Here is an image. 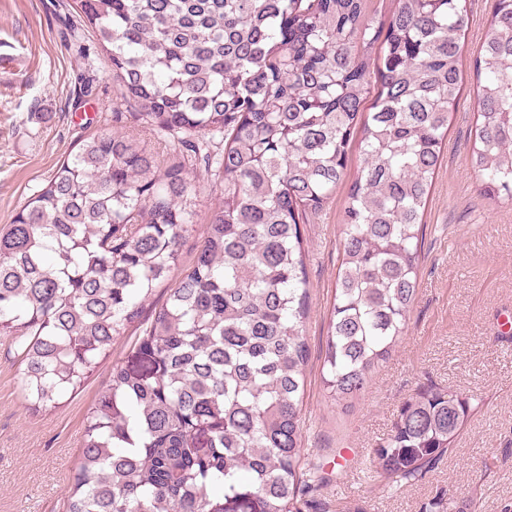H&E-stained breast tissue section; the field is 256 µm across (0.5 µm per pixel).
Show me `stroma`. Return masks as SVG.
Wrapping results in <instances>:
<instances>
[{
    "label": "stroma",
    "mask_w": 512,
    "mask_h": 512,
    "mask_svg": "<svg viewBox=\"0 0 512 512\" xmlns=\"http://www.w3.org/2000/svg\"><path fill=\"white\" fill-rule=\"evenodd\" d=\"M61 2L0 0V53L25 67L18 76L0 74V230L84 138L112 129L118 94L112 67L95 56L93 94L82 97L84 67L61 24L67 13ZM494 4L467 2L464 84L423 216L427 230L408 332L348 409L330 401L321 382L347 185H339L301 226L311 293L302 448L330 479L310 493L312 512H423L439 491L450 512L512 508V332L504 328L512 321V204L483 196L468 162L476 95L472 61ZM195 181V230L181 242L175 283L193 265L220 195L205 170H197ZM138 337L135 330L119 337L111 361L81 390L57 408L35 413L24 398L12 339L0 336V512H66L87 410L108 389L113 362L131 361ZM427 384L473 395L479 405L452 453L423 480L394 491L377 471L374 450L402 402Z\"/></svg>",
    "instance_id": "1"
}]
</instances>
